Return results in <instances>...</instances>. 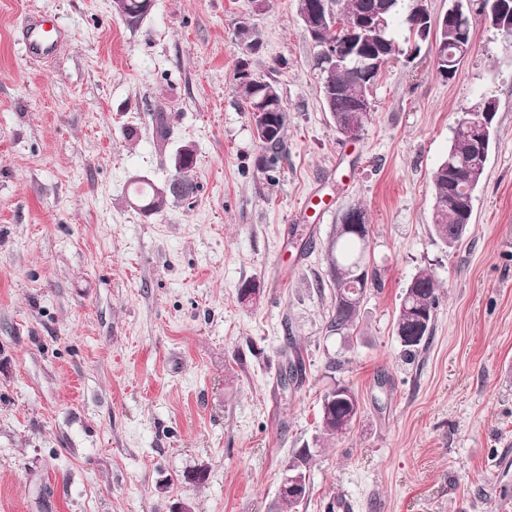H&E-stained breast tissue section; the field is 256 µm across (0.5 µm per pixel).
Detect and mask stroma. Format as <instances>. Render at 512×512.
<instances>
[{
    "label": "stroma",
    "mask_w": 512,
    "mask_h": 512,
    "mask_svg": "<svg viewBox=\"0 0 512 512\" xmlns=\"http://www.w3.org/2000/svg\"><path fill=\"white\" fill-rule=\"evenodd\" d=\"M37 10L64 31L47 57L26 50ZM243 24L287 114L271 176L235 92ZM319 52L297 0H152L133 27L111 0H0V512H270L337 382L360 413L299 512H512V45L477 12L454 78L425 50L388 63L354 141L323 108ZM486 97L495 140L450 249L431 176ZM186 145L196 194L142 213L131 180L167 182ZM312 195L329 211H304ZM352 206L379 283L344 336L327 246ZM424 269L435 328L409 359L394 320ZM290 337L306 378L285 389Z\"/></svg>",
    "instance_id": "stroma-1"
}]
</instances>
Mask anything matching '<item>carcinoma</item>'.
<instances>
[{
	"label": "carcinoma",
	"mask_w": 512,
	"mask_h": 512,
	"mask_svg": "<svg viewBox=\"0 0 512 512\" xmlns=\"http://www.w3.org/2000/svg\"><path fill=\"white\" fill-rule=\"evenodd\" d=\"M129 20L127 24L136 26L148 13L149 7L142 6L145 0H127ZM380 0H330L328 7L331 18L324 31V39L332 41L347 36L349 26L354 17L371 11ZM474 0H451L448 8V24L464 28L466 38L473 34L471 10ZM424 9L422 0H391L389 10L383 14L381 29H370L364 34V48L374 50L382 39L390 41L391 48L398 47L393 37V30L402 27L408 33L405 43L422 44L418 33L411 25L412 15ZM319 64L326 77L324 83L331 85L332 92L326 109L335 114L336 119L357 121L360 127H365L369 113L355 111L357 97L365 89L368 80L363 74V67L351 64L346 69H330L324 60ZM236 92L246 109L250 110L254 104L262 99H271L268 107V120L264 124H255V134L261 149V167L269 172L275 170L283 158L286 133V112L282 106L277 87L263 79H253L247 84L236 85ZM487 163L479 160L478 150L464 128L455 127L451 144L445 157L437 164L433 171V209L432 224L435 235L449 248L456 247L462 240L467 227L463 215L460 213L461 204L452 201L457 191L466 186L465 177L469 175L471 166L478 168ZM194 160H189L183 169L177 171V179L182 185V192L172 193L168 196L159 194L154 183L135 179L132 182L133 194L144 206V213L156 214L165 209L170 199H185L196 191V185L190 179L188 172L193 168ZM368 243L347 229L344 225H336L333 237L327 247V257L331 273V286L342 278L351 291L354 300H334V312L330 320V328L338 333L347 334L357 328V319L365 289H354L356 280L353 276L363 274V282H368L366 272ZM438 294L435 279L426 271L416 274L406 288L400 303L395 320V330L405 353L416 356L431 338L435 320ZM284 371L280 378L282 387L288 384L300 385L305 377V366L299 356L298 348L291 346V350H283ZM355 394L348 386L340 383L330 387L322 398L320 423L322 443L329 445L345 434L343 427L351 416L350 399ZM318 448H300L284 466L283 479L298 476L303 481L300 492L277 498V512H297L298 507L308 495L307 471L310 462Z\"/></svg>",
	"instance_id": "1"
}]
</instances>
